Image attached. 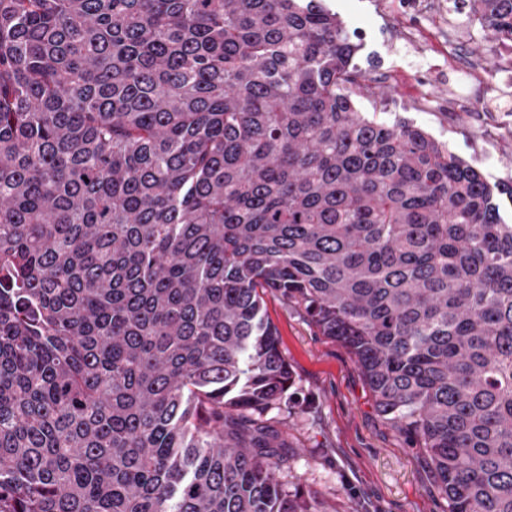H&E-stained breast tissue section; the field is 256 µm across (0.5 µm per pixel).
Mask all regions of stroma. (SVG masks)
<instances>
[{
	"label": "stroma",
	"instance_id": "1",
	"mask_svg": "<svg viewBox=\"0 0 512 512\" xmlns=\"http://www.w3.org/2000/svg\"><path fill=\"white\" fill-rule=\"evenodd\" d=\"M349 32L367 92L358 111L402 117L445 144L489 182L512 180V47L486 41L469 0H323ZM429 27L413 41L411 25ZM494 60L498 78L472 80ZM265 306L295 384L269 416L293 444L282 480L315 512H448L426 460L376 412L352 354L275 295Z\"/></svg>",
	"mask_w": 512,
	"mask_h": 512
}]
</instances>
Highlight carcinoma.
<instances>
[{
    "mask_svg": "<svg viewBox=\"0 0 512 512\" xmlns=\"http://www.w3.org/2000/svg\"><path fill=\"white\" fill-rule=\"evenodd\" d=\"M359 48L321 0H0V512H312L268 292L448 512H512V181L358 111Z\"/></svg>",
    "mask_w": 512,
    "mask_h": 512,
    "instance_id": "1",
    "label": "carcinoma"
}]
</instances>
